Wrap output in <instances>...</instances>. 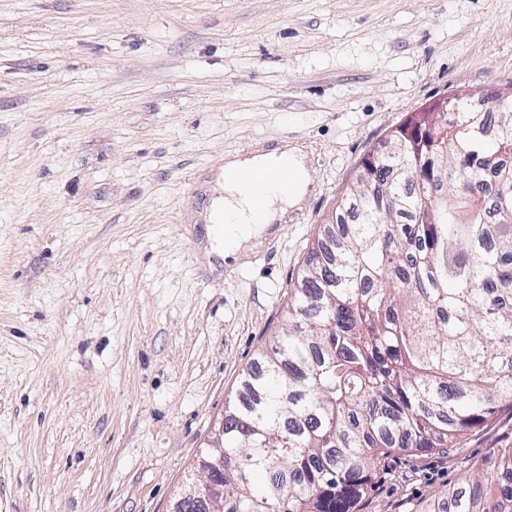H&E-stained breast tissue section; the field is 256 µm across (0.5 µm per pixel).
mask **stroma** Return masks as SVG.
Here are the masks:
<instances>
[{
	"label": "stroma",
	"instance_id": "obj_1",
	"mask_svg": "<svg viewBox=\"0 0 512 512\" xmlns=\"http://www.w3.org/2000/svg\"><path fill=\"white\" fill-rule=\"evenodd\" d=\"M512 86V0H0V512H173L361 162L442 97ZM310 186L207 256L228 157ZM457 451L394 454L363 512H424Z\"/></svg>",
	"mask_w": 512,
	"mask_h": 512
}]
</instances>
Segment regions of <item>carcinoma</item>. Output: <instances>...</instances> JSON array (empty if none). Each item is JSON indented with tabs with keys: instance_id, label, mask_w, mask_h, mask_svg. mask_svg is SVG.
Wrapping results in <instances>:
<instances>
[{
	"instance_id": "carcinoma-1",
	"label": "carcinoma",
	"mask_w": 512,
	"mask_h": 512,
	"mask_svg": "<svg viewBox=\"0 0 512 512\" xmlns=\"http://www.w3.org/2000/svg\"><path fill=\"white\" fill-rule=\"evenodd\" d=\"M354 182L288 319L224 410L223 512H361L393 453H446L512 410V96L463 101ZM435 512H512V446Z\"/></svg>"
}]
</instances>
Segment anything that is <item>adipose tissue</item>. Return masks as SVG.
<instances>
[{
    "mask_svg": "<svg viewBox=\"0 0 512 512\" xmlns=\"http://www.w3.org/2000/svg\"><path fill=\"white\" fill-rule=\"evenodd\" d=\"M271 167L292 169L295 177L292 183L272 185L264 206L255 207L246 187L231 179L229 173ZM308 185L303 155L285 145L226 160L224 171L218 177L219 193L210 202V212L215 219L214 225L207 228L211 253L224 259L237 256L244 244L265 235L289 206L299 203Z\"/></svg>",
    "mask_w": 512,
    "mask_h": 512,
    "instance_id": "1",
    "label": "adipose tissue"
}]
</instances>
